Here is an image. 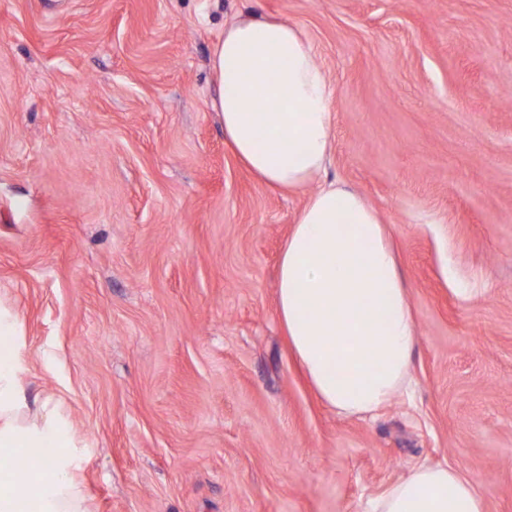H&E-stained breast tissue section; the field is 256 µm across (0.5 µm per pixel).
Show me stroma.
Returning <instances> with one entry per match:
<instances>
[{
  "label": "stroma",
  "instance_id": "1",
  "mask_svg": "<svg viewBox=\"0 0 512 512\" xmlns=\"http://www.w3.org/2000/svg\"><path fill=\"white\" fill-rule=\"evenodd\" d=\"M298 24L334 89L327 179L396 246L409 395H315L276 268L307 194L242 166L212 47ZM0 300L89 512H363L422 465L512 512V0H0Z\"/></svg>",
  "mask_w": 512,
  "mask_h": 512
}]
</instances>
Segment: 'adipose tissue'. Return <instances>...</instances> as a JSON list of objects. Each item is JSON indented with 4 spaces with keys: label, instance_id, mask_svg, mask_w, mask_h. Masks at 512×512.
<instances>
[{
    "label": "adipose tissue",
    "instance_id": "1",
    "mask_svg": "<svg viewBox=\"0 0 512 512\" xmlns=\"http://www.w3.org/2000/svg\"><path fill=\"white\" fill-rule=\"evenodd\" d=\"M211 69L224 137L261 182L309 189L278 265V315L318 396L343 416L373 413L411 385L417 324L379 212L319 176L333 150L334 88L301 27L247 13L225 25ZM267 106L252 108L255 94ZM0 512H86L77 441L47 413L24 418L19 321L0 306ZM42 449L36 465L19 450ZM365 512H486L461 467L422 466L369 499Z\"/></svg>",
    "mask_w": 512,
    "mask_h": 512
}]
</instances>
